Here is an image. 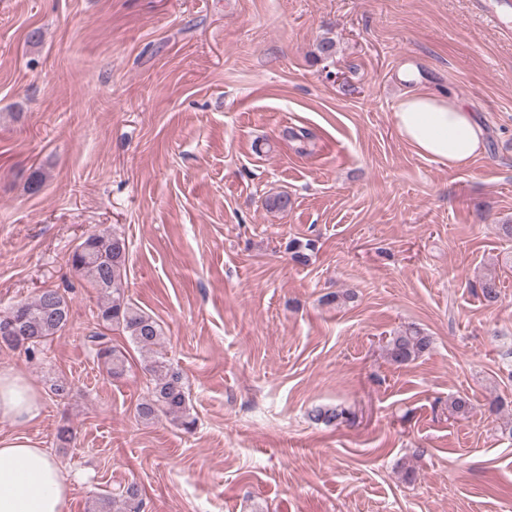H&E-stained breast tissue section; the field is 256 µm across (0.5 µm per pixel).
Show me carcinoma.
Returning a JSON list of instances; mask_svg holds the SVG:
<instances>
[{"label":"carcinoma","instance_id":"cac0c4a2","mask_svg":"<svg viewBox=\"0 0 512 512\" xmlns=\"http://www.w3.org/2000/svg\"><path fill=\"white\" fill-rule=\"evenodd\" d=\"M128 246L115 232L98 231L88 235L71 252L68 263L72 270L89 280L99 294L97 318L106 330L125 333L139 350L144 369L150 376L148 396L136 405V416L150 422L164 416L183 430L191 432L196 419L190 412L182 372L164 353V334L160 324L135 306L126 295V263ZM70 305L56 289H45L31 299L16 302L0 314V347H23L32 355L48 339L68 324ZM98 360L114 378L127 371L125 354L112 345L104 333L91 336ZM432 339L422 330L410 326L389 338L387 357L397 366H405L431 349ZM309 418L326 426H338L349 420V413L338 407H316ZM140 486L131 482L119 497H100L91 512H141Z\"/></svg>","mask_w":512,"mask_h":512}]
</instances>
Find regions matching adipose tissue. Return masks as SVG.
<instances>
[{"label": "adipose tissue", "instance_id": "adipose-tissue-1", "mask_svg": "<svg viewBox=\"0 0 512 512\" xmlns=\"http://www.w3.org/2000/svg\"><path fill=\"white\" fill-rule=\"evenodd\" d=\"M400 137L420 155L455 170L485 146L476 112L456 95L436 89L406 91L393 112ZM42 410L38 390L10 369L0 371V420L22 428ZM71 477L34 441L0 437V512H69Z\"/></svg>", "mask_w": 512, "mask_h": 512}]
</instances>
